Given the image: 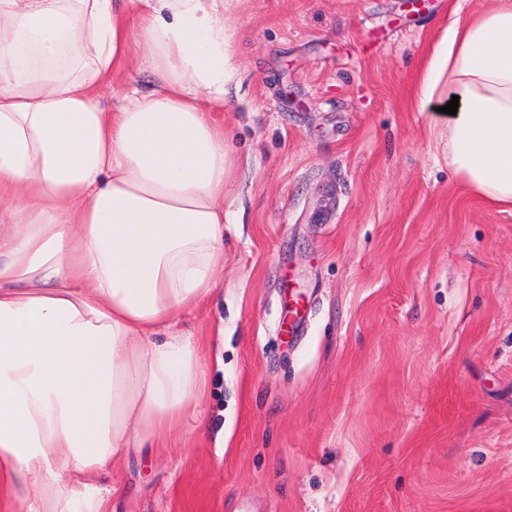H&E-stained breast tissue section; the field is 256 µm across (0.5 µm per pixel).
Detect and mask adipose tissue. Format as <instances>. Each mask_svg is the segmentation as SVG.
Listing matches in <instances>:
<instances>
[{
    "instance_id": "adipose-tissue-1",
    "label": "adipose tissue",
    "mask_w": 512,
    "mask_h": 512,
    "mask_svg": "<svg viewBox=\"0 0 512 512\" xmlns=\"http://www.w3.org/2000/svg\"><path fill=\"white\" fill-rule=\"evenodd\" d=\"M227 3L0 0V492L24 512H112L113 461L204 390L177 323L221 283ZM443 80L449 166L512 207V0L449 26L420 101Z\"/></svg>"
}]
</instances>
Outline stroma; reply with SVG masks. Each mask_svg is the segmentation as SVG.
<instances>
[{"mask_svg":"<svg viewBox=\"0 0 512 512\" xmlns=\"http://www.w3.org/2000/svg\"><path fill=\"white\" fill-rule=\"evenodd\" d=\"M491 4L232 0L224 281L178 323L206 390L112 512H512V209L449 167L445 86L417 100Z\"/></svg>","mask_w":512,"mask_h":512,"instance_id":"1","label":"stroma"}]
</instances>
